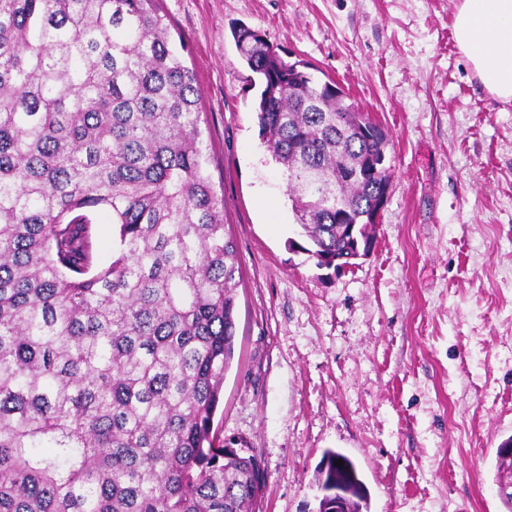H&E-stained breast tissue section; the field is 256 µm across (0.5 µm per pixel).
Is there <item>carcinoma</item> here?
<instances>
[{"label": "carcinoma", "mask_w": 512, "mask_h": 512, "mask_svg": "<svg viewBox=\"0 0 512 512\" xmlns=\"http://www.w3.org/2000/svg\"><path fill=\"white\" fill-rule=\"evenodd\" d=\"M259 133L321 269L372 239L389 142L336 81L241 25ZM199 89L156 0H0V512H262L260 462L213 431L236 245L204 172ZM346 223H336V207ZM107 209L112 261L92 224ZM368 498L328 450L321 485ZM94 250L98 265H107L112 261L113 226L112 215L101 211L94 216Z\"/></svg>", "instance_id": "cac0c4a2"}]
</instances>
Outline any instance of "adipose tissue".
<instances>
[{
	"instance_id": "1",
	"label": "adipose tissue",
	"mask_w": 512,
	"mask_h": 512,
	"mask_svg": "<svg viewBox=\"0 0 512 512\" xmlns=\"http://www.w3.org/2000/svg\"><path fill=\"white\" fill-rule=\"evenodd\" d=\"M453 30L484 88L500 101L512 100V0H461Z\"/></svg>"
}]
</instances>
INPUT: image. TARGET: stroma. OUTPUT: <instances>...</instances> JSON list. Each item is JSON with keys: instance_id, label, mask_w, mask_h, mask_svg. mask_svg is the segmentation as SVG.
I'll list each match as a JSON object with an SVG mask.
<instances>
[{"instance_id": "stroma-1", "label": "stroma", "mask_w": 512, "mask_h": 512, "mask_svg": "<svg viewBox=\"0 0 512 512\" xmlns=\"http://www.w3.org/2000/svg\"><path fill=\"white\" fill-rule=\"evenodd\" d=\"M459 0H157L200 90L204 170L237 248L234 359L213 428L265 472L263 512H316L326 450L369 512H508L512 102L453 39ZM259 30L388 132L393 178L368 256L329 274L292 249L286 181L236 49ZM336 460H341L340 466H336ZM321 466V485L323 487H328L333 477V474H336L337 469L338 473L345 479L349 488L351 489V494L353 497L351 503L352 508L356 512H361V503L366 498L368 499V495L364 484L358 478V474L353 462L341 453L328 450L324 453Z\"/></svg>"}]
</instances>
